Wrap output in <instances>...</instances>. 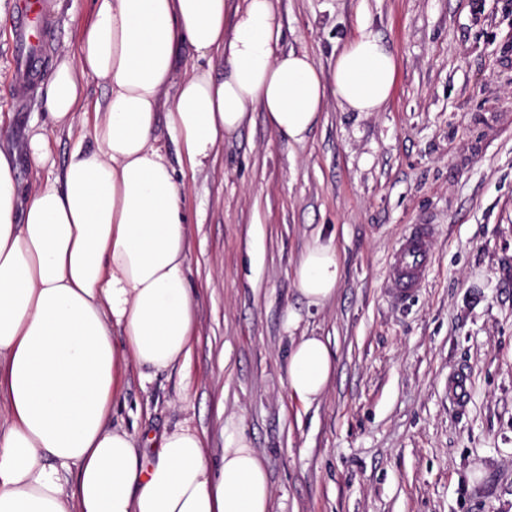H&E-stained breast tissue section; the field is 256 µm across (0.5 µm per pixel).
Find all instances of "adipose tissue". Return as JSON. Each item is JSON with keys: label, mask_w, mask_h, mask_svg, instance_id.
I'll return each mask as SVG.
<instances>
[{"label": "adipose tissue", "mask_w": 512, "mask_h": 512, "mask_svg": "<svg viewBox=\"0 0 512 512\" xmlns=\"http://www.w3.org/2000/svg\"><path fill=\"white\" fill-rule=\"evenodd\" d=\"M228 0H93L76 57L60 54L39 93L45 112L27 143L46 166L49 133L71 131L94 78L108 93L94 107L92 146L76 142L59 176L22 195L16 156L0 148V512H270L263 459L238 422L224 427L211 467L200 434L164 433L148 463L131 436L107 426L121 364L165 369L191 351L184 185L154 136L165 120L181 157L202 169L224 138L261 106L270 126L300 143L327 93L352 112H378L396 76L381 39L361 33L337 54L325 87L307 54L283 52L275 0H245L225 26ZM198 65L175 74L178 47ZM220 54L215 76L202 59ZM335 250L314 243L296 286L307 305L336 293ZM123 347L112 341L113 331ZM334 359L317 336L295 340L287 384L317 400ZM77 469L66 489L58 466Z\"/></svg>", "instance_id": "1"}]
</instances>
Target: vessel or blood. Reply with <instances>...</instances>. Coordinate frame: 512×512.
<instances>
[{
	"instance_id": "b4317fda",
	"label": "vessel or blood",
	"mask_w": 512,
	"mask_h": 512,
	"mask_svg": "<svg viewBox=\"0 0 512 512\" xmlns=\"http://www.w3.org/2000/svg\"><path fill=\"white\" fill-rule=\"evenodd\" d=\"M50 34L48 0H19L15 38L18 49L16 78L20 83H30L37 76L42 64L40 52ZM434 236V225L415 224L397 242L388 273L390 289L396 297L412 296L422 287L432 264Z\"/></svg>"
}]
</instances>
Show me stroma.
Listing matches in <instances>:
<instances>
[{
    "instance_id": "stroma-1",
    "label": "stroma",
    "mask_w": 512,
    "mask_h": 512,
    "mask_svg": "<svg viewBox=\"0 0 512 512\" xmlns=\"http://www.w3.org/2000/svg\"><path fill=\"white\" fill-rule=\"evenodd\" d=\"M281 51L308 54L331 82L336 50L369 31L397 75L378 112L327 95L304 142L260 107L191 171L165 124L156 134L182 173L188 287L196 326L187 359L127 363L110 428L135 444L179 425L211 463L240 422L272 485L271 512H512V0H276ZM47 59L74 50L92 0H51ZM13 26H0V145L18 177L43 106L22 92ZM433 224L423 286L398 300L389 256L408 225ZM332 242L335 296L305 304L295 271ZM300 320L284 327L287 312ZM319 336L335 370L316 401L287 386L288 350ZM462 375L456 402L448 381Z\"/></svg>"
}]
</instances>
